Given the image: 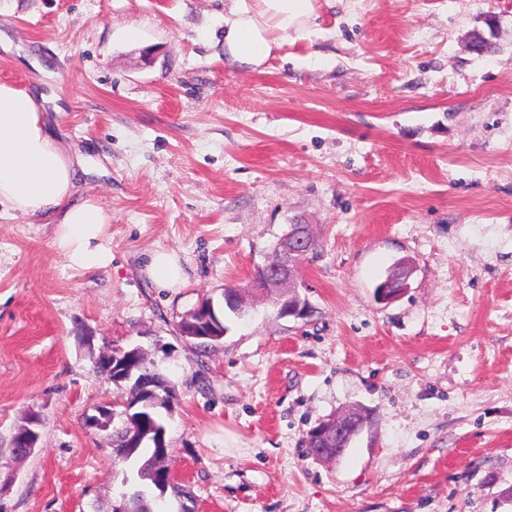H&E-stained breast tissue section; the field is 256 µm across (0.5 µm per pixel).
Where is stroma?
Returning <instances> with one entry per match:
<instances>
[{"mask_svg":"<svg viewBox=\"0 0 512 512\" xmlns=\"http://www.w3.org/2000/svg\"><path fill=\"white\" fill-rule=\"evenodd\" d=\"M0 83L44 95L112 213L111 262L79 272L0 206V512H113L124 422L86 419L121 395L99 358L133 347L195 512H512V0H316L258 66L225 61L224 0H0ZM297 223L305 318L248 297L221 343L180 335ZM155 251L179 287L144 274ZM356 405L368 425L314 460L307 432ZM144 271L147 277L161 288H174L181 283L183 277L178 257L169 252L152 253ZM413 273V269L404 266H398L394 269L387 288H382L377 299L382 303H388L397 298L405 288H408L409 279ZM37 426L38 420L29 417L26 424L15 434V442L18 448H24L30 454L34 453L40 439Z\"/></svg>","mask_w":512,"mask_h":512,"instance_id":"35a3bbf8","label":"stroma"}]
</instances>
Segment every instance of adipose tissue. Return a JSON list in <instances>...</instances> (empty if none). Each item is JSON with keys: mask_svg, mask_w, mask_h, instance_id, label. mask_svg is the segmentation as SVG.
I'll list each match as a JSON object with an SVG mask.
<instances>
[{"mask_svg": "<svg viewBox=\"0 0 512 512\" xmlns=\"http://www.w3.org/2000/svg\"><path fill=\"white\" fill-rule=\"evenodd\" d=\"M316 0H228L224 52L232 61L261 65L284 36L303 34ZM77 169L46 127L33 94L0 83V204L56 225V249L69 267L107 265L110 215L99 201L77 196Z\"/></svg>", "mask_w": 512, "mask_h": 512, "instance_id": "obj_1", "label": "adipose tissue"}]
</instances>
